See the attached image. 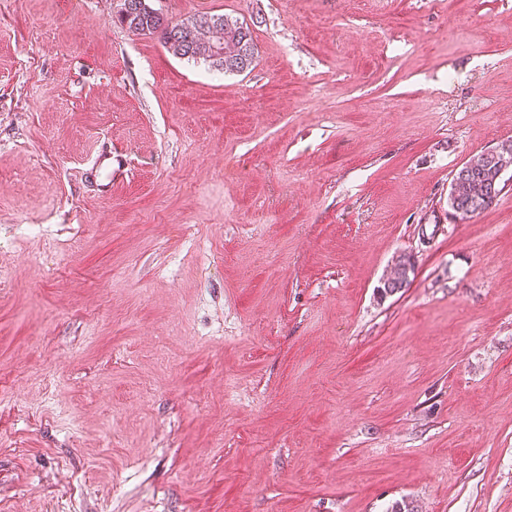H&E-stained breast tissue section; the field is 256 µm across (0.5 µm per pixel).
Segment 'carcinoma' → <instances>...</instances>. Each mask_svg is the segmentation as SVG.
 I'll use <instances>...</instances> for the list:
<instances>
[{
    "label": "carcinoma",
    "mask_w": 512,
    "mask_h": 512,
    "mask_svg": "<svg viewBox=\"0 0 512 512\" xmlns=\"http://www.w3.org/2000/svg\"><path fill=\"white\" fill-rule=\"evenodd\" d=\"M118 21L130 31L160 34L167 50L175 57L206 61L228 74L244 72L253 67L256 60L257 45L251 28H243L242 22L226 14H206L174 21L146 5L139 11L118 12ZM502 161L512 164V150L494 162L486 152L464 162L452 177L457 184V194H448V214L484 211L482 204L493 186L496 187L495 197H500L506 184L494 185L492 179L499 171L497 164ZM414 274L410 257H397L390 275L379 288L380 293H394L396 286L409 284L410 276Z\"/></svg>",
    "instance_id": "carcinoma-1"
}]
</instances>
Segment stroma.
Segmentation results:
<instances>
[{
    "instance_id": "1",
    "label": "stroma",
    "mask_w": 512,
    "mask_h": 512,
    "mask_svg": "<svg viewBox=\"0 0 512 512\" xmlns=\"http://www.w3.org/2000/svg\"><path fill=\"white\" fill-rule=\"evenodd\" d=\"M148 2L0 0V512H512V0ZM143 1L145 6L139 11L127 14L118 11V21L129 31L139 30L144 31V34L160 33L163 43L173 56L187 60H202L224 73H241L253 67L257 45L251 28L247 25L245 31L242 30L244 22L226 14L198 15L174 21L152 9L146 3L147 0ZM211 44L217 45L223 53H211ZM209 52V58H217L208 61L204 56ZM509 142L511 144L510 151L506 157L498 156V147L489 150L495 157L496 162L492 164L489 154L483 152L479 155L472 156L453 174L450 185L454 182L457 184V194L453 195L450 190L448 192V214L453 215L457 211H478L476 214L481 213L488 207H482L485 198L489 196L492 187V179L505 178L508 174L507 167L500 169L497 165L505 161L512 164V140L502 142L501 144ZM501 144H498L501 145ZM499 171V172H498ZM498 172V173H497ZM91 172L99 178L100 191L109 193L112 191V153L103 151L98 154L91 167ZM415 267L409 256L401 255L395 260L390 275L387 277L383 286L379 288L382 295L393 294L400 290L404 285L410 283V276H414ZM399 284V288L396 285Z\"/></svg>"
}]
</instances>
